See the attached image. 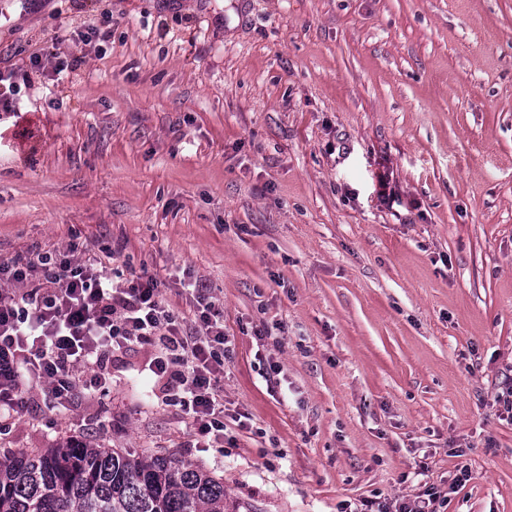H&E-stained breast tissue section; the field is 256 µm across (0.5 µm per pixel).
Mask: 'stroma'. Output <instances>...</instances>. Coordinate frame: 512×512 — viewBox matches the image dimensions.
Returning <instances> with one entry per match:
<instances>
[{
  "mask_svg": "<svg viewBox=\"0 0 512 512\" xmlns=\"http://www.w3.org/2000/svg\"><path fill=\"white\" fill-rule=\"evenodd\" d=\"M5 10L0 71L29 80L0 117V259L37 245L156 273L188 320L206 283L224 407L249 426L190 447L135 346L105 393L25 409L0 447L171 452L251 512H356L426 483L441 512H512V0ZM48 50L81 65L32 71Z\"/></svg>",
  "mask_w": 512,
  "mask_h": 512,
  "instance_id": "stroma-1",
  "label": "stroma"
}]
</instances>
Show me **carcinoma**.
Wrapping results in <instances>:
<instances>
[{
	"label": "carcinoma",
	"instance_id": "1",
	"mask_svg": "<svg viewBox=\"0 0 512 512\" xmlns=\"http://www.w3.org/2000/svg\"><path fill=\"white\" fill-rule=\"evenodd\" d=\"M0 512H230L224 482L174 454L65 442L0 455Z\"/></svg>",
	"mask_w": 512,
	"mask_h": 512
}]
</instances>
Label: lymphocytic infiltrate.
<instances>
[{
	"label": "lymphocytic infiltrate",
	"instance_id": "obj_1",
	"mask_svg": "<svg viewBox=\"0 0 512 512\" xmlns=\"http://www.w3.org/2000/svg\"><path fill=\"white\" fill-rule=\"evenodd\" d=\"M163 286L152 274L117 279L93 258L75 262L36 245L0 261V424L27 404L31 378L45 383L47 407L70 406L100 386L116 353L139 344L150 351L161 400L180 405L190 437L223 442L224 319L198 284L200 305L186 322Z\"/></svg>",
	"mask_w": 512,
	"mask_h": 512
}]
</instances>
